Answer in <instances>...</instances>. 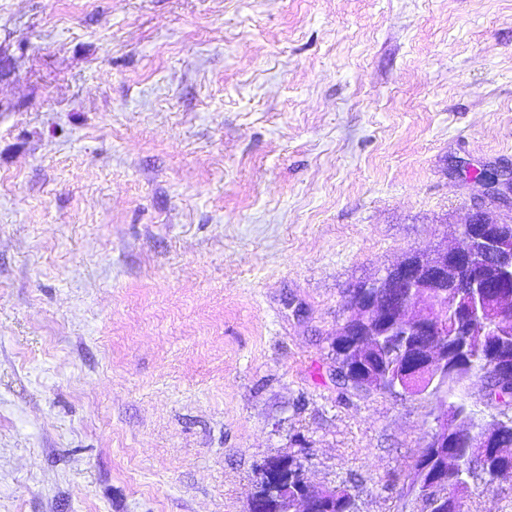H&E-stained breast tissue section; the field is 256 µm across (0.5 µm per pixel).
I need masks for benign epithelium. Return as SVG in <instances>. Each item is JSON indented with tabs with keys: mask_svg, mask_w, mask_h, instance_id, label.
Returning a JSON list of instances; mask_svg holds the SVG:
<instances>
[{
	"mask_svg": "<svg viewBox=\"0 0 512 512\" xmlns=\"http://www.w3.org/2000/svg\"><path fill=\"white\" fill-rule=\"evenodd\" d=\"M484 188L495 194L503 203L512 206V173H492L483 183ZM512 226L491 218L468 220L459 226L464 241L461 247L439 246L435 251L411 253L398 264L387 269L361 289L351 290L347 299L348 310L362 325L359 335L379 336L385 326L400 328L401 336L411 337L413 356L398 372L404 380L417 370L436 371L439 376L448 374V347L439 341L447 334V320L438 317L435 309L447 302L469 297V313L459 320L458 334L470 336L480 321L478 307L488 291L512 292V249L504 241L512 236ZM495 335L512 337V307L502 305L495 318ZM512 375V366L504 364L491 369L489 389L507 398L501 380ZM463 440L471 448H496L498 431L493 426L466 430ZM427 448L448 447V401H440V413L435 419L425 442ZM335 502L336 490L317 489L302 482L300 489L283 487L279 512H294L295 505H309L311 501Z\"/></svg>",
	"mask_w": 512,
	"mask_h": 512,
	"instance_id": "obj_1",
	"label": "benign epithelium"
}]
</instances>
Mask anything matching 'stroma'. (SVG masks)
<instances>
[{"mask_svg":"<svg viewBox=\"0 0 512 512\" xmlns=\"http://www.w3.org/2000/svg\"><path fill=\"white\" fill-rule=\"evenodd\" d=\"M512 168V0H0V512H246L306 449L417 512L428 394L347 292Z\"/></svg>","mask_w":512,"mask_h":512,"instance_id":"1","label":"stroma"}]
</instances>
